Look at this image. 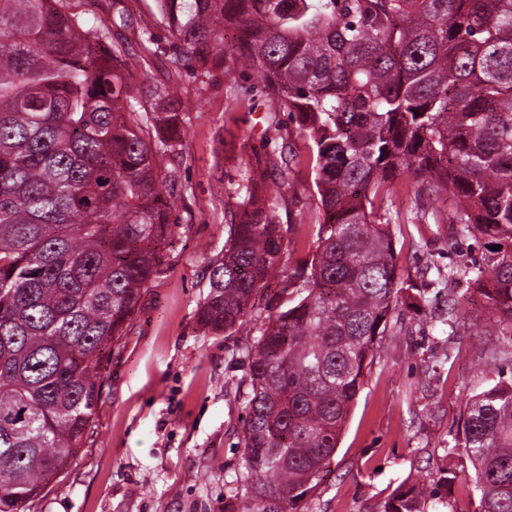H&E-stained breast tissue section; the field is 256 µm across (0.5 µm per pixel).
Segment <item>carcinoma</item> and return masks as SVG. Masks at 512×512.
I'll return each mask as SVG.
<instances>
[{"label":"carcinoma","mask_w":512,"mask_h":512,"mask_svg":"<svg viewBox=\"0 0 512 512\" xmlns=\"http://www.w3.org/2000/svg\"><path fill=\"white\" fill-rule=\"evenodd\" d=\"M187 66L252 61L311 145L319 223L282 281L288 306L245 348L244 467L228 512H298L330 463L374 352L413 306L390 235L399 179L451 201L488 248L481 289L512 330V0H156ZM68 0H0V512L38 503L84 448L104 370L172 238L185 121L177 80L134 81L144 57ZM236 32L232 46L227 31ZM162 136L149 143L141 124ZM244 168L224 250L208 263L202 331L234 335L282 260L278 210L297 154ZM500 249L493 251L491 247ZM480 512H512V380L462 423ZM451 467L381 512H425Z\"/></svg>","instance_id":"1"}]
</instances>
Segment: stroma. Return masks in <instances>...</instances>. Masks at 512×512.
<instances>
[{
    "instance_id": "1",
    "label": "stroma",
    "mask_w": 512,
    "mask_h": 512,
    "mask_svg": "<svg viewBox=\"0 0 512 512\" xmlns=\"http://www.w3.org/2000/svg\"><path fill=\"white\" fill-rule=\"evenodd\" d=\"M124 4L132 24L119 36L147 59L137 79L179 75L186 134L172 192L177 224L165 273L150 284L112 352L87 444L38 512H225L243 468V348L287 296L280 277L270 278L232 336L204 334L196 313L207 263L224 247V207L238 199L243 168L273 164L292 125H267L271 101L254 64L242 62L229 76L219 68L200 74L169 50L155 0ZM291 144L299 163L278 215L286 241L312 240L316 225L294 219L316 207L314 172L305 141ZM446 210L416 183L392 219L393 246L419 306L404 309L383 338L338 448L300 512H380L404 482L430 481L448 465L465 480L449 497L455 512H479L470 462L454 446L470 397L512 378V339L490 318L473 282L487 266L481 239L449 241Z\"/></svg>"
}]
</instances>
